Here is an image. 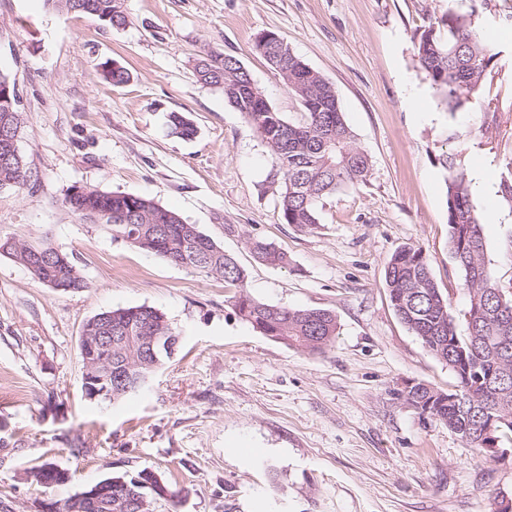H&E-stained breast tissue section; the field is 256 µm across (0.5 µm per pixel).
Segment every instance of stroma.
Masks as SVG:
<instances>
[{
    "mask_svg": "<svg viewBox=\"0 0 512 512\" xmlns=\"http://www.w3.org/2000/svg\"><path fill=\"white\" fill-rule=\"evenodd\" d=\"M457 0H122L119 28L44 0H0V72L15 84L19 149L30 172L0 189V237L40 239L68 253L87 283L56 291L0 256V512H36L110 476L154 472L184 490L153 512H496L512 499V437L502 455L469 447L397 391L457 380L396 316L385 284L393 253L422 248L458 331L469 295L448 251L444 172L489 174L479 205L485 260L512 293V0H486L478 25L502 55L483 95L488 111L445 112L415 55L431 18ZM272 33L334 85L371 157L365 184L318 205L315 229L283 223V178L254 127L221 90L198 82L201 56L231 55L285 118L302 107L256 49ZM113 62L130 79L106 81ZM427 109L414 111V95ZM190 118L192 139L169 116ZM139 194L176 211L249 271L248 293L323 308L338 333L322 353L292 349L234 310L232 289L112 238L64 202L75 186ZM287 252L276 268L248 239ZM147 305L180 338L144 391L117 402L82 391L79 340L98 313ZM70 476L43 488L27 470Z\"/></svg>",
    "mask_w": 512,
    "mask_h": 512,
    "instance_id": "35a3bbf8",
    "label": "stroma"
}]
</instances>
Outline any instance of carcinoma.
Listing matches in <instances>:
<instances>
[{
  "mask_svg": "<svg viewBox=\"0 0 512 512\" xmlns=\"http://www.w3.org/2000/svg\"><path fill=\"white\" fill-rule=\"evenodd\" d=\"M56 10L88 14L112 27L126 24L116 0H46ZM481 4L470 0L466 10H448L434 18L420 34L415 45L421 70L437 94L441 105L450 113L466 110L479 103L489 68L498 61L501 50L485 40L475 25ZM267 62L281 76L289 93L302 105V119L292 122L276 111L259 88L247 96L235 97L230 88L245 82L232 60L199 58L194 72L197 80L220 88L224 98L261 136L271 152L276 171L285 185L280 200L282 219L300 230L318 224L317 203L338 189L367 181L370 157L347 125L336 89L321 73L301 58L276 52L272 43L261 51ZM21 112H0V134L14 136L21 129ZM171 133L184 139L196 134L194 124L179 113L171 114ZM437 163L445 172L448 249L464 273L463 287L469 293L466 333L461 335L449 312L448 297L438 288L431 273L429 259L419 247L397 250L387 263L385 283L391 305L400 319L438 360L451 369L469 370L471 385L480 395L476 405L456 406L438 397L442 390L418 382L411 390L420 414L448 426L469 446L480 451L485 447L479 438L466 432L478 424L481 404L492 401L501 414L512 418V296L502 297L493 270L485 261L482 216L472 195L467 176L455 156L444 152ZM11 181L19 187L27 181V169L9 167L0 160V189ZM65 203L88 224H98L123 241L135 246L146 237L155 241L148 249L173 265H184L207 277L224 281L233 288L231 299L238 315L262 335L307 353H321L333 342L338 329L336 315L328 309H294L272 305L253 298L247 292L246 270L196 225L157 204L153 199L129 193L108 192L94 187H73ZM253 253L269 265L288 266L286 253L261 240L250 241ZM0 256L29 267L27 242H20ZM46 265L32 271L41 283L58 281L73 290L86 287L75 262L53 247ZM511 309L499 312L500 303ZM481 315H476V312ZM82 334L112 337V369L121 373L94 387L107 389L111 395L88 399L118 400L140 389L137 380L152 376L170 354H157L150 367L149 337L175 334L165 315L149 306L108 310L97 314V321H87ZM83 373L99 368L100 356L87 342H79ZM145 485L128 481L124 487L112 485V505L101 502L89 512H151L150 501L143 492Z\"/></svg>",
  "mask_w": 512,
  "mask_h": 512,
  "instance_id": "carcinoma-1",
  "label": "carcinoma"
}]
</instances>
